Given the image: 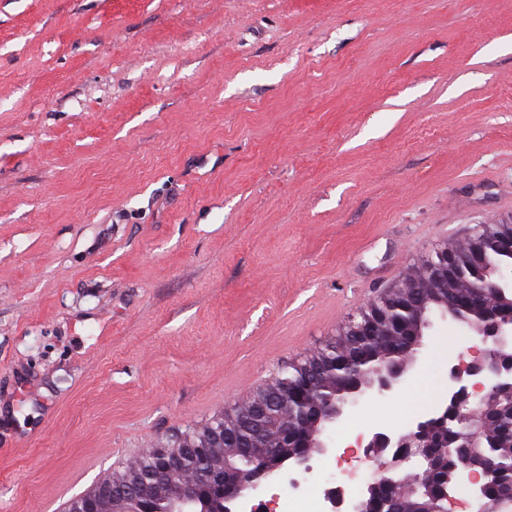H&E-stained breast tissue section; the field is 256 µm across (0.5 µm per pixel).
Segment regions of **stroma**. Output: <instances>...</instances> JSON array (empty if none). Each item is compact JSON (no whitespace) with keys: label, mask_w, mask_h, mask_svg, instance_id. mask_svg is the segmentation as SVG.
I'll use <instances>...</instances> for the list:
<instances>
[{"label":"stroma","mask_w":512,"mask_h":512,"mask_svg":"<svg viewBox=\"0 0 512 512\" xmlns=\"http://www.w3.org/2000/svg\"><path fill=\"white\" fill-rule=\"evenodd\" d=\"M507 217L512 0H0V512H64ZM476 354L436 320L283 474Z\"/></svg>","instance_id":"stroma-1"}]
</instances>
